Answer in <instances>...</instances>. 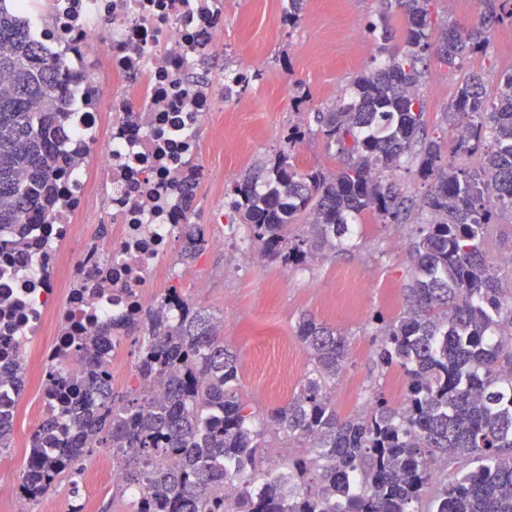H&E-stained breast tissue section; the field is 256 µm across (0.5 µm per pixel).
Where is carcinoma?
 <instances>
[{
  "label": "carcinoma",
  "mask_w": 512,
  "mask_h": 512,
  "mask_svg": "<svg viewBox=\"0 0 512 512\" xmlns=\"http://www.w3.org/2000/svg\"><path fill=\"white\" fill-rule=\"evenodd\" d=\"M431 2L380 0L378 21L367 24L381 40L379 59L337 107L314 112L317 132L336 148L335 174L303 169L284 149L232 187L253 244L286 266L340 246L349 219L364 213L391 224L417 208L429 215L407 242L405 310L376 335L380 366L404 378L402 399L379 392L368 411L340 416L330 389L349 341L304 317L296 338L310 368L297 395L256 428L239 394L237 353L213 315L172 288L143 326L114 321L96 336L65 337L84 377L73 386L50 377L44 390L70 417L72 435L59 440L50 420L32 433L21 496L44 497L105 445L126 474L121 492L140 489L132 512H512V286L484 247L493 215L512 211V74L491 101L470 73L448 106V123L470 118L459 147L482 151L473 170L440 164L421 95L428 54L459 68L485 53L491 31L512 22V0H479L476 26L450 25L435 43ZM394 9L406 22L401 46L389 25ZM2 74L10 86L0 90V244L21 255L20 225L55 200L62 93L54 68L0 8ZM400 169L430 183L420 200L402 192ZM205 248L201 225L186 224L181 263L193 265ZM141 328L138 376L160 379L163 389L118 397L104 351ZM13 429L14 413L0 410L1 448ZM280 435L315 446L275 474L264 462L270 437ZM228 480L238 484L232 497L223 492Z\"/></svg>",
  "instance_id": "obj_1"
}]
</instances>
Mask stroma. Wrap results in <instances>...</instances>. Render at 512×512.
Instances as JSON below:
<instances>
[{
    "mask_svg": "<svg viewBox=\"0 0 512 512\" xmlns=\"http://www.w3.org/2000/svg\"><path fill=\"white\" fill-rule=\"evenodd\" d=\"M288 0H224V43L212 53L214 69L236 64L261 71L262 78L239 98L217 104L224 116V146L212 144V125L197 132L199 160L212 179L198 189L190 216L208 235L221 234L223 224H234L230 188L247 170L262 165L283 149L291 125L302 116L293 104L304 93L309 109L328 108L344 96L353 78L377 54L366 30L376 18L379 0H305L297 27L282 21ZM433 31L448 21L473 26L480 13L478 0H432ZM512 71V25L491 33L485 54L451 69L429 56L422 94L430 133L441 140L443 160L460 167H475L479 158L458 151L445 118L457 87L467 73L481 76L488 98H495L501 79ZM412 224H384L368 215L357 223L350 242L316 256L303 267L262 260L251 269L234 264L236 248L250 247L248 237L226 242L223 250H205L196 265L210 280L205 293L180 282L184 296L214 314L224 326V342L240 358V396L258 417H265L291 399L308 365L295 338L302 315L310 314L349 338V358L332 392L336 410L351 416L379 390L389 388L375 355L376 316L391 318L404 305L402 288L410 277L411 261L405 244ZM367 272L368 278L350 284L348 272ZM299 357L298 379L287 391L275 389L274 372L287 353ZM38 419L18 418L12 442L0 454V483L19 484L28 461L27 437ZM112 451L95 448L80 461V475L62 476L53 491L36 501L14 499L0 503V512H72L89 502L90 512H127V497L105 484L102 469Z\"/></svg>",
    "mask_w": 512,
    "mask_h": 512,
    "instance_id": "35a3bbf8",
    "label": "stroma"
}]
</instances>
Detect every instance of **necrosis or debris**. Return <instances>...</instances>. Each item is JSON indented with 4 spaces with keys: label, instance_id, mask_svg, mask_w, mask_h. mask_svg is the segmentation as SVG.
I'll use <instances>...</instances> for the list:
<instances>
[{
    "label": "necrosis or debris",
    "instance_id": "obj_1",
    "mask_svg": "<svg viewBox=\"0 0 512 512\" xmlns=\"http://www.w3.org/2000/svg\"><path fill=\"white\" fill-rule=\"evenodd\" d=\"M19 19L39 44L65 96L68 158L54 177L56 203L25 226L26 251L0 249V364H22L64 380L81 361L62 355L64 335L96 334L107 321L143 319L157 285L201 270L174 255L188 221L176 188L200 184L197 130L224 97L204 75L224 42V0H20ZM107 224V235L88 233ZM0 406L69 427L53 400L23 404L8 377Z\"/></svg>",
    "mask_w": 512,
    "mask_h": 512
}]
</instances>
